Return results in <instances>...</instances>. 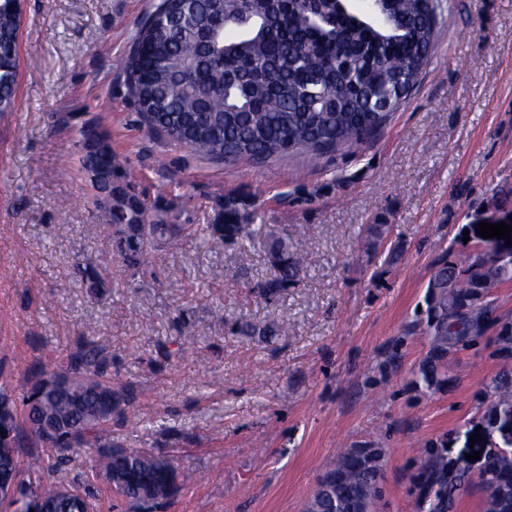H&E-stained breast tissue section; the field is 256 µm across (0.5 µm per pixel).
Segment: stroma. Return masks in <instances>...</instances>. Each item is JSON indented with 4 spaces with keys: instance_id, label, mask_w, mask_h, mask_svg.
I'll return each instance as SVG.
<instances>
[{
    "instance_id": "stroma-1",
    "label": "stroma",
    "mask_w": 512,
    "mask_h": 512,
    "mask_svg": "<svg viewBox=\"0 0 512 512\" xmlns=\"http://www.w3.org/2000/svg\"><path fill=\"white\" fill-rule=\"evenodd\" d=\"M156 0H25L21 71L0 112V384L96 346L125 387L112 443L173 460L192 482L161 512H305L339 456L379 455L372 512H485L465 430L512 368V283L466 335L435 331L436 271L475 250V224L512 211V0H453L431 62L373 136L320 158L218 163L140 123L131 39ZM109 134L116 184L150 220L223 221L237 201L261 236L185 238L148 266L112 264L89 296L80 270L110 247L77 130ZM303 250L296 284L268 295L266 241ZM192 353L175 357L182 343Z\"/></svg>"
}]
</instances>
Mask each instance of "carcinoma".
I'll return each mask as SVG.
<instances>
[{"instance_id":"cac0c4a2","label":"carcinoma","mask_w":512,"mask_h":512,"mask_svg":"<svg viewBox=\"0 0 512 512\" xmlns=\"http://www.w3.org/2000/svg\"><path fill=\"white\" fill-rule=\"evenodd\" d=\"M446 0H158L143 20L126 64L130 93L141 122L153 131L216 162L241 158L269 161L300 152L319 157L362 142L383 126L409 96L428 63L438 37L432 12ZM20 17L0 4V89L9 94L18 79L16 38ZM83 167L103 190L112 189L116 168L112 146L87 127ZM107 232L119 224L143 228L110 237L104 268L118 259L129 270L144 265L159 242L174 248L201 234L215 243L252 239L262 227L243 223L233 203L224 205L220 224L148 222L145 200L131 197L113 207ZM276 274L269 294L295 283L302 255L288 241L267 242ZM93 295L110 280L96 269L83 270ZM442 289L441 315L492 287L512 282V257L494 260L485 252L465 253L434 277ZM487 429L498 428L499 412L512 408V388L498 387ZM124 387L104 377L97 350L83 352L69 370L41 366L28 380L21 401L0 415V488L15 487L6 509L22 512L31 499L55 503L56 512H94L90 494L69 476L67 465L83 460L88 470L112 485L130 512L142 499L160 503L179 488L173 461L112 445V411ZM31 441L49 449L47 479L25 478L22 448ZM487 459L512 479V442ZM337 466L346 481L363 489L367 504L378 496V464L358 469L345 455ZM78 490L70 499L60 489Z\"/></svg>"}]
</instances>
